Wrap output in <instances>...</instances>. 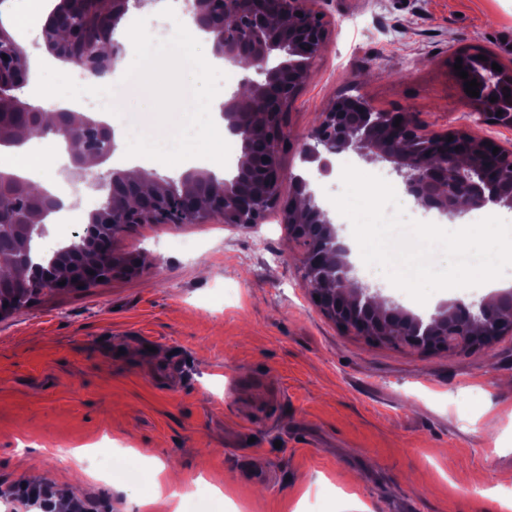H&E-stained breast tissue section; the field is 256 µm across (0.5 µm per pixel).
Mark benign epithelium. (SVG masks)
Masks as SVG:
<instances>
[{
    "mask_svg": "<svg viewBox=\"0 0 512 512\" xmlns=\"http://www.w3.org/2000/svg\"><path fill=\"white\" fill-rule=\"evenodd\" d=\"M59 9L51 10L43 36L48 44L62 43L69 33L54 27ZM185 13L200 30L213 35V54L238 67L243 76L238 88L220 104L219 116L224 131L242 143V155L232 173L219 177L214 172L195 167L184 169L177 178L160 176L140 169L112 171L95 180L115 196L122 185L138 188L142 195L162 201L144 210L139 206L102 204L89 215L88 223L77 239L51 254L42 252L39 239L49 234L47 221L56 213L76 208L57 194L39 187L32 204L20 210L13 228L22 243V257L16 260L0 254V263L15 267L13 276L0 279V318L9 314L28 297L50 293L73 285L85 286L117 274H130L137 264L112 254V240L136 224H187L196 213L218 215L224 224L244 230H256L269 210L282 207L288 232L304 238L308 249L301 258L305 287L309 288L320 310L347 330L368 334V322L351 312L353 302L366 301L371 322L381 326L397 324L402 334L424 329L433 333L445 329L454 337V348L472 347L473 337L482 334L491 340L498 332L482 331L490 312L486 303L441 304L427 318L406 312L379 286H370L355 276L350 260L351 248L339 235L329 212L316 198V178L334 172L336 155L352 151L367 161H389L394 169L413 172L402 180L403 188L427 212L435 211L450 219L460 210L482 209L499 205L512 208V188L498 184L493 174L481 172L468 178L463 169L478 168L482 158L494 155L495 162H512V150L496 143L475 139L465 132L427 136L414 113L381 112L361 95L336 100L319 114L311 130L298 144L302 162L309 164L304 174L285 170L279 161L283 145L288 142L284 117L288 106L308 81L315 60L326 38L323 18L306 7V0H185ZM487 60L467 51L460 54L462 69L468 79H477L479 96L471 98L476 120L512 126V65L495 54L484 51ZM124 56L122 44L114 41L105 50L98 47L74 58V63L93 72L115 68ZM501 70L492 69V63ZM28 61L25 53L0 23V113L13 111L16 90L27 81ZM496 101H490L491 97ZM502 115H497V111ZM64 124L84 148L71 154V163L86 166L94 159L100 163L116 150L111 127L80 112L62 113ZM400 123H395L396 118ZM453 140H448V137ZM436 140L442 152L437 160L413 152L408 141ZM293 187L292 199L284 204V182ZM209 186L206 201L195 195L198 183ZM29 180L7 168H0V196ZM94 274H89V271ZM66 281L61 286L59 282Z\"/></svg>",
    "mask_w": 512,
    "mask_h": 512,
    "instance_id": "1",
    "label": "benign epithelium"
}]
</instances>
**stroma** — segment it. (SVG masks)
I'll return each instance as SVG.
<instances>
[{
  "mask_svg": "<svg viewBox=\"0 0 512 512\" xmlns=\"http://www.w3.org/2000/svg\"><path fill=\"white\" fill-rule=\"evenodd\" d=\"M54 0L9 8L24 26L22 101L52 110L47 86L73 64L42 45ZM327 37L285 115L282 166L336 99L358 87L383 111L417 113L426 132L466 131L512 147V127L473 125L449 66L483 50L512 64V0H308ZM303 240L280 211L258 232L139 224L112 251L139 271L33 298L0 319V512L24 491L80 485L96 512H142L152 459L220 489L198 512H499L512 489V332L465 353L375 344L339 327L305 288ZM136 449L137 473L102 477L84 451Z\"/></svg>",
  "mask_w": 512,
  "mask_h": 512,
  "instance_id": "stroma-1",
  "label": "stroma"
}]
</instances>
